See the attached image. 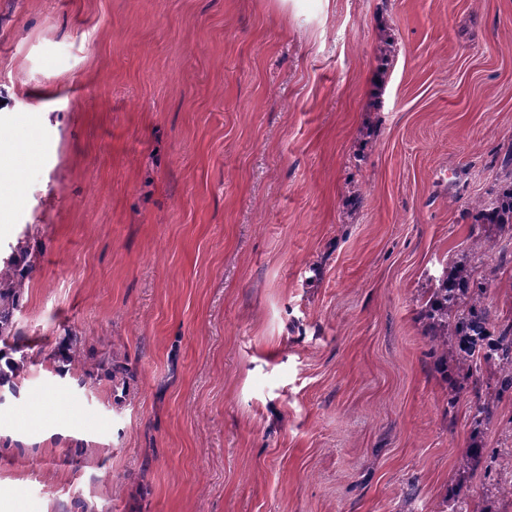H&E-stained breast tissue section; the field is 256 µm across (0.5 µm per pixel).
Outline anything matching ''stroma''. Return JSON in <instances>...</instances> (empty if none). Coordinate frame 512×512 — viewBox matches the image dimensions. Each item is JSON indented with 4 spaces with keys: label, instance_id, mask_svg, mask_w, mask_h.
I'll return each instance as SVG.
<instances>
[{
    "label": "stroma",
    "instance_id": "stroma-1",
    "mask_svg": "<svg viewBox=\"0 0 512 512\" xmlns=\"http://www.w3.org/2000/svg\"><path fill=\"white\" fill-rule=\"evenodd\" d=\"M9 89L0 512H512L421 318L476 265L512 321V0H0ZM476 224H500L512 231V185L498 192L488 201H479L473 207ZM16 258L3 261L0 268V286L9 285L6 291L0 289V335L4 333L5 326L11 322L14 312L19 308V297L24 290L25 281L16 277Z\"/></svg>",
    "mask_w": 512,
    "mask_h": 512
}]
</instances>
